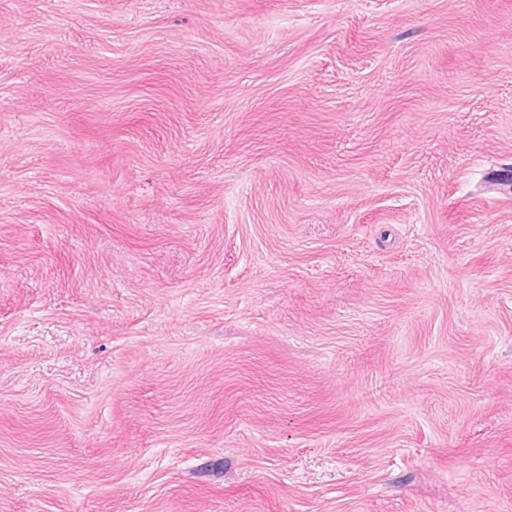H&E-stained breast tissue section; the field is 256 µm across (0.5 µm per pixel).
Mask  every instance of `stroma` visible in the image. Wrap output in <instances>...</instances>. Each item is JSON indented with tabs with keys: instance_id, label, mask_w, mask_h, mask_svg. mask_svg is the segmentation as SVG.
I'll return each mask as SVG.
<instances>
[{
	"instance_id": "35a3bbf8",
	"label": "stroma",
	"mask_w": 512,
	"mask_h": 512,
	"mask_svg": "<svg viewBox=\"0 0 512 512\" xmlns=\"http://www.w3.org/2000/svg\"><path fill=\"white\" fill-rule=\"evenodd\" d=\"M512 0H0V512H512Z\"/></svg>"
}]
</instances>
